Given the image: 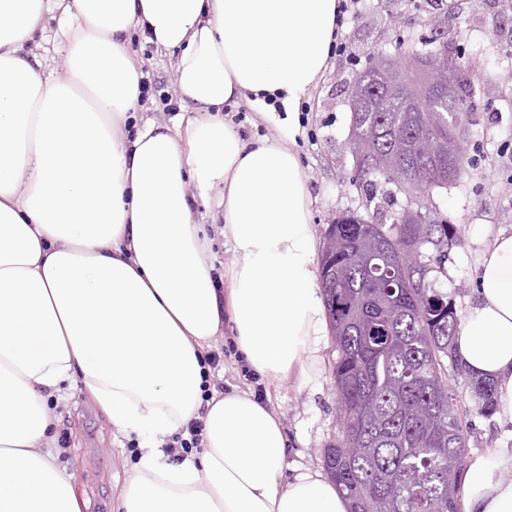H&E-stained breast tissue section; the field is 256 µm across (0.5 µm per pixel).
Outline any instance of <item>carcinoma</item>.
I'll use <instances>...</instances> for the list:
<instances>
[{
	"label": "carcinoma",
	"instance_id": "carcinoma-1",
	"mask_svg": "<svg viewBox=\"0 0 512 512\" xmlns=\"http://www.w3.org/2000/svg\"><path fill=\"white\" fill-rule=\"evenodd\" d=\"M473 94L463 82L452 96L431 92L411 104L368 99L359 116L372 141L373 155L363 160L370 175L392 181L380 162L395 152L410 177L438 176L430 190L454 185L469 163L424 155L415 134L438 114L464 117ZM402 218L354 213L325 231L319 283L338 353L332 375L342 435L323 449V462L349 512H459L468 410L455 407L448 365L464 378L480 414L493 413L495 389L456 359L455 303L429 279L441 273L439 257L461 245L454 225L428 224L419 240ZM428 245L432 259L423 252ZM414 252L421 257L414 274L388 275Z\"/></svg>",
	"mask_w": 512,
	"mask_h": 512
}]
</instances>
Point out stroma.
<instances>
[{
  "mask_svg": "<svg viewBox=\"0 0 512 512\" xmlns=\"http://www.w3.org/2000/svg\"><path fill=\"white\" fill-rule=\"evenodd\" d=\"M347 5L343 49L310 91L300 124H293L279 106L265 119H257L255 106L244 101L231 111L233 126L247 138L294 137L316 198L314 234L323 239L336 214L361 213L366 206L364 192L355 186V162L347 148L352 83L370 66L376 52L402 60L405 46L433 36L435 17L448 19V38L463 49L474 74L476 92L464 143L471 163L452 187L433 191L431 204L457 225L463 241L451 249L437 287L452 297L457 311H464L475 287L481 248L476 229L491 235L512 226V0H444L439 6L426 0H401L395 7L389 0H347ZM131 42L135 62L146 67L153 85L140 109L141 119L184 130L194 110L177 95L173 54L137 35ZM163 93L171 95L172 108L160 103ZM195 210L211 242L214 279L223 282L232 252L215 222L217 194L197 199ZM336 357L333 338H326L321 362L305 373L264 383V400L276 411L288 440L286 478L322 469V451L339 433L340 411L332 378ZM448 383L458 405L468 410L469 455L512 448V426L499 425L495 416L480 415L456 373H449ZM53 410L57 421L48 445L54 464L71 476L82 512H102L98 509L102 503L107 506L103 512H119V492L139 452L136 436L113 445L115 430L110 420L77 379Z\"/></svg>",
  "mask_w": 512,
  "mask_h": 512,
  "instance_id": "35a3bbf8",
  "label": "stroma"
}]
</instances>
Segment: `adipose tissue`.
Wrapping results in <instances>:
<instances>
[{
    "instance_id": "ef3b65f1",
    "label": "adipose tissue",
    "mask_w": 512,
    "mask_h": 512,
    "mask_svg": "<svg viewBox=\"0 0 512 512\" xmlns=\"http://www.w3.org/2000/svg\"><path fill=\"white\" fill-rule=\"evenodd\" d=\"M344 0H0V512H80L44 445L49 405L84 389L139 457L121 512H347L321 472L284 480L281 421L244 392L206 391L231 328L269 380L322 358L328 320L314 261L309 177L293 144L246 139L240 101L301 108L344 30ZM67 39L45 75L47 13ZM140 31L175 54L185 132L139 122ZM134 127L133 137L123 130ZM217 190L234 261L214 285L195 192ZM456 352L494 382L512 425V228L482 242ZM200 458L166 460L188 421ZM512 449L469 458L463 512H512Z\"/></svg>"
}]
</instances>
